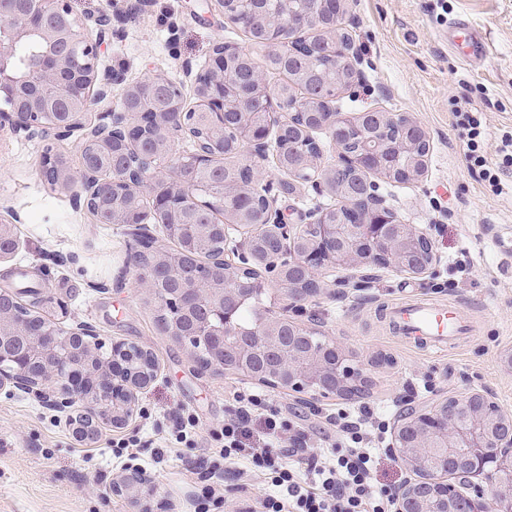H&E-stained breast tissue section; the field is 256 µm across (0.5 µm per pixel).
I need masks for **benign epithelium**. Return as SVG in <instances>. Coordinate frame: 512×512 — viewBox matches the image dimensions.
Returning a JSON list of instances; mask_svg holds the SVG:
<instances>
[{"label": "benign epithelium", "mask_w": 512, "mask_h": 512, "mask_svg": "<svg viewBox=\"0 0 512 512\" xmlns=\"http://www.w3.org/2000/svg\"><path fill=\"white\" fill-rule=\"evenodd\" d=\"M64 24L58 29L46 19ZM112 36L110 21L98 23L95 35L79 30L70 0H0V129L28 137L64 140L79 133L80 151L90 145L99 154L82 161L75 171L56 155L46 157L42 173L55 171L73 190L75 207L95 210L102 224H123L127 234L155 257L153 267L137 278L140 287L155 293L173 285L166 299L170 318L165 331L204 358L203 370L238 369L242 375L301 397L336 395L356 400L365 393L369 377L352 363L346 350L297 318L313 293L327 288L339 295L359 289L369 268L393 267L415 278L431 277L437 257L430 234L401 220L387 205L372 176L389 166L386 149L373 142L364 158H352L342 147L346 128L384 121L401 126L403 149L429 142L417 120L378 108L352 116L330 104L310 113L311 129L333 133L335 167L353 164L365 172L350 183L346 193L356 204L351 220L330 222L316 211L308 224H285L279 211L268 206L259 224H165L173 240L194 242L200 233L224 237L219 258L224 274L188 272L169 251L154 241H143L142 228L162 221L176 208L203 205L188 184L178 180L165 193L154 192L158 166L173 153L176 141L190 136L186 116L207 115L214 128L224 126V64L241 52L218 42L206 71L196 75L197 105L186 106L182 84L167 79L172 92L163 107L141 104L156 77L125 85L116 106L87 120L93 105L112 97V85L123 83L115 73L99 76L101 49ZM30 39L44 47L36 71L18 68L16 44ZM341 69L359 82L362 59L353 45L340 50ZM266 68L251 69L252 92L276 98L266 83ZM153 129L164 143L149 158V165L131 169L116 152H126L142 141L143 130ZM243 151L255 162L253 178L265 183L266 162L272 152L269 131L242 126L238 131ZM223 138L195 140L190 162L206 165L223 149ZM111 163V176L100 177L102 162ZM152 196V209H118L112 199ZM18 241L13 225L0 224V261L13 257ZM262 268L247 281L242 273ZM275 284L283 291L291 315L268 316L245 331L237 324L240 308ZM17 294L0 290V388L9 386L28 395L72 425L74 438L94 443L103 425L124 428L136 416L138 394L157 377L154 355L143 346L114 343L110 356L98 354L99 338L93 327L79 322L64 327L36 314L22 328L11 325ZM389 451L398 457L409 478L395 493V512H512V414L504 412L491 393L472 389L444 395L430 404L399 415L391 427ZM150 473L136 468L124 474L117 488L152 487Z\"/></svg>", "instance_id": "benign-epithelium-1"}]
</instances>
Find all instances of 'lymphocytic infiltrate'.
Wrapping results in <instances>:
<instances>
[{
  "label": "lymphocytic infiltrate",
  "mask_w": 512,
  "mask_h": 512,
  "mask_svg": "<svg viewBox=\"0 0 512 512\" xmlns=\"http://www.w3.org/2000/svg\"><path fill=\"white\" fill-rule=\"evenodd\" d=\"M455 118L469 167L479 171L492 192H500V174L512 167V136L490 142L481 117L464 106ZM491 152L500 160L498 168L489 165ZM232 397L236 414L212 436L217 446L209 451L208 472L199 475L195 512H217L222 495L208 473L234 466L269 480L272 490L261 502L263 512H394L392 492L371 483V432L386 427L374 410L365 406L327 414V424L336 430L335 449L317 454L303 433L293 432L288 418L269 412L261 395L236 389Z\"/></svg>",
  "instance_id": "obj_1"
}]
</instances>
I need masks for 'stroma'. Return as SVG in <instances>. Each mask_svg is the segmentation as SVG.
Returning a JSON list of instances; mask_svg holds the SVG:
<instances>
[{
	"instance_id": "35a3bbf8",
	"label": "stroma",
	"mask_w": 512,
	"mask_h": 512,
	"mask_svg": "<svg viewBox=\"0 0 512 512\" xmlns=\"http://www.w3.org/2000/svg\"><path fill=\"white\" fill-rule=\"evenodd\" d=\"M82 31L96 30L101 14L114 36L100 56L99 71L125 82L150 75L180 81L195 106V77L223 41L242 48L249 40L228 22L218 0H150L126 15L129 0H71ZM466 18L487 34L488 58L464 64L448 42V23ZM344 26L363 58V81L334 102L354 115L370 107L404 113L430 137L424 177L381 182L380 191L405 222L432 236L435 274L418 279L393 268L372 271L364 290L337 296L321 291L306 303L324 336L342 344L367 371L372 387L365 403L395 412L471 389L494 393L512 413V370L500 355L512 347V173L502 194L489 192L466 163L454 128L458 102L470 99L491 135L512 132V0H349ZM78 168V137L48 141L0 132V222L15 224L19 247L0 263V287H37L45 309L64 325L92 324L104 345L135 342L148 347L158 376L139 396V412L124 428L104 427L97 442L75 441L65 421L25 394L0 388V512H194L199 488L190 464L206 456L212 430L234 415L230 391L250 386L240 375L200 370L197 358L162 330L152 295L135 288L128 261L130 237L119 224L98 223L74 209L67 188L49 184L40 170L45 154ZM269 196L288 224L309 223L310 212L332 198L304 185L290 193L270 171ZM455 303L472 330L459 346L430 354L402 340L381 314L399 302ZM273 409L304 427L308 438L328 433L325 413L351 408L336 397L298 400L284 389L261 386ZM193 414L194 447L176 442L173 419ZM137 436L134 460L115 458L112 442ZM390 433L374 445L375 486L400 487L408 473L388 453ZM166 449L155 461L156 449ZM142 468L152 492L133 497L113 491L124 472ZM263 478L225 479L223 512H241L242 500L258 504Z\"/></svg>"
}]
</instances>
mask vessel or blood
<instances>
[{"label":"vessel or blood","instance_id":"1","mask_svg":"<svg viewBox=\"0 0 512 512\" xmlns=\"http://www.w3.org/2000/svg\"><path fill=\"white\" fill-rule=\"evenodd\" d=\"M448 40L468 64L479 63L487 55L485 33L467 20L457 19L449 24ZM390 318L401 336L436 353L447 351L471 331L452 304L414 301L395 305L390 309Z\"/></svg>","mask_w":512,"mask_h":512}]
</instances>
